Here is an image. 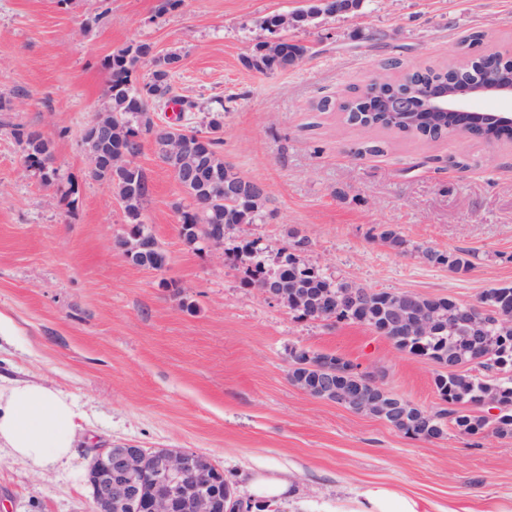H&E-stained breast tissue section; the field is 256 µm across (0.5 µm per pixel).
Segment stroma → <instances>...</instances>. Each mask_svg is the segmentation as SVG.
Wrapping results in <instances>:
<instances>
[{"mask_svg": "<svg viewBox=\"0 0 512 512\" xmlns=\"http://www.w3.org/2000/svg\"><path fill=\"white\" fill-rule=\"evenodd\" d=\"M303 4L0 0V311L19 329L0 345V377L42 379L89 418L63 466L37 473L0 459V512H92V450L123 443L203 455L241 497L257 475L288 479L286 512H342L375 485L426 498L432 512H512V438L413 439L290 382L288 353L305 347L353 361L415 406L441 404L439 364L367 326L299 317L243 287L221 254L188 248L185 196L152 140L136 163L150 187L143 220L167 266H133L113 245L123 204L93 178L81 139L106 102V60L146 42L181 56L174 92L195 104L183 125L203 128L223 105L224 159L265 189L264 223L234 227L225 248L259 241L272 265L295 230L324 275L373 291L474 304L512 284V143L432 141L316 109L366 88L388 62L404 72L452 62L474 32L475 54L512 60V0H364L285 31L309 49L294 68H248L271 38L263 19ZM18 124L48 140L58 185L27 167ZM375 143L382 152L366 153ZM387 226L404 251L380 241ZM424 247L469 252L472 266L425 263Z\"/></svg>", "mask_w": 512, "mask_h": 512, "instance_id": "obj_1", "label": "stroma"}]
</instances>
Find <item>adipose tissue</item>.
<instances>
[{"mask_svg": "<svg viewBox=\"0 0 512 512\" xmlns=\"http://www.w3.org/2000/svg\"><path fill=\"white\" fill-rule=\"evenodd\" d=\"M84 414L73 397L42 381L0 383V453L35 470L56 468L74 454ZM351 512H429L425 501L378 487Z\"/></svg>", "mask_w": 512, "mask_h": 512, "instance_id": "adipose-tissue-1", "label": "adipose tissue"}]
</instances>
